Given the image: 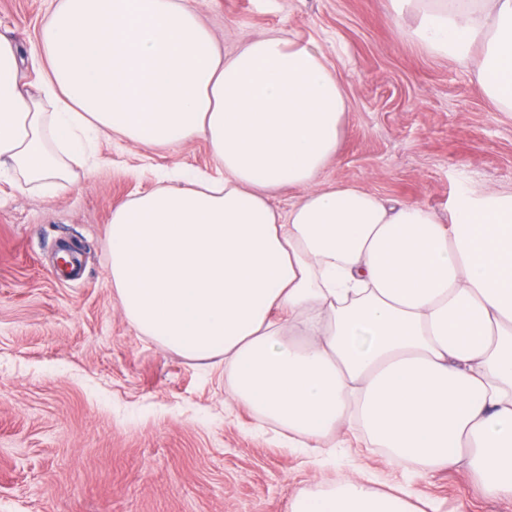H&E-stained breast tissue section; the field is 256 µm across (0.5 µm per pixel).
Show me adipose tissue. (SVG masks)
<instances>
[{"label":"adipose tissue","instance_id":"adipose-tissue-1","mask_svg":"<svg viewBox=\"0 0 512 512\" xmlns=\"http://www.w3.org/2000/svg\"><path fill=\"white\" fill-rule=\"evenodd\" d=\"M407 35L469 62L512 112V0H391ZM22 83L0 38V167L46 192L98 135L210 145L223 179L182 174L112 210L125 318L224 363V401L306 438L359 418L389 460L464 467L512 498V190L459 194L448 219L352 186L324 189L349 105L317 46L270 36L222 54L180 0H52ZM305 193L287 213L282 187ZM291 512H413L347 476Z\"/></svg>","mask_w":512,"mask_h":512}]
</instances>
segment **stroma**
Masks as SVG:
<instances>
[{"label":"stroma","instance_id":"stroma-1","mask_svg":"<svg viewBox=\"0 0 512 512\" xmlns=\"http://www.w3.org/2000/svg\"><path fill=\"white\" fill-rule=\"evenodd\" d=\"M225 53L275 35L314 41L349 110L324 187L356 186L447 216L463 190L512 188V112L471 68L400 37L390 0H181ZM50 0H0V37L28 61ZM92 169L47 196L0 174V512H289L353 473L421 512H512L463 469L390 463L360 426L306 453L224 404V365L157 345L122 314L110 274L114 206L174 166L214 171L205 139L144 148L109 136Z\"/></svg>","mask_w":512,"mask_h":512}]
</instances>
